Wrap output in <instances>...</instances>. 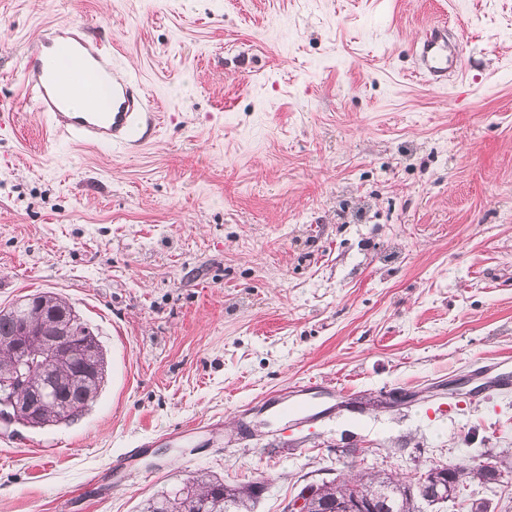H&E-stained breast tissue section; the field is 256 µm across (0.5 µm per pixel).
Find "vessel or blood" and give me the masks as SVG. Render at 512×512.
Masks as SVG:
<instances>
[{"instance_id": "1", "label": "vessel or blood", "mask_w": 512, "mask_h": 512, "mask_svg": "<svg viewBox=\"0 0 512 512\" xmlns=\"http://www.w3.org/2000/svg\"><path fill=\"white\" fill-rule=\"evenodd\" d=\"M421 60L419 74L430 80L464 78L467 66L461 50H449L448 38L435 29L424 30L416 42ZM26 96L44 112L55 134L84 145L109 144L133 151L156 132L157 112L139 83L116 67L112 47L82 25L63 23L38 34L36 49L21 68ZM110 90V106L97 105L99 87ZM336 388L325 384L310 389L297 387L289 398L265 402L276 416L314 422L333 414Z\"/></svg>"}]
</instances>
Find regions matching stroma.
<instances>
[{
    "label": "stroma",
    "mask_w": 512,
    "mask_h": 512,
    "mask_svg": "<svg viewBox=\"0 0 512 512\" xmlns=\"http://www.w3.org/2000/svg\"><path fill=\"white\" fill-rule=\"evenodd\" d=\"M76 22L159 101L131 153L20 106ZM443 25L469 87L413 77ZM69 299L107 377L69 424L0 426V512H141L190 476L283 512L347 465L512 457V0H0V306ZM339 388L307 424L261 396ZM201 426L186 432L189 421ZM356 456H347V449ZM512 512V473L421 512Z\"/></svg>",
    "instance_id": "1"
}]
</instances>
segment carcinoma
<instances>
[{
  "instance_id": "obj_1",
  "label": "carcinoma",
  "mask_w": 512,
  "mask_h": 512,
  "mask_svg": "<svg viewBox=\"0 0 512 512\" xmlns=\"http://www.w3.org/2000/svg\"><path fill=\"white\" fill-rule=\"evenodd\" d=\"M24 328L42 337L65 332L78 337V341L71 348V365L57 370L46 365L42 344L36 339L20 351L0 348V380L6 382L0 385V392L8 397H21L31 407L28 414L17 416L16 423L37 430L81 419L93 407L106 378V355L94 331L67 298L54 292L26 295L0 308V338L16 336ZM20 363L21 373L17 371ZM89 363L98 366L97 374L81 384L73 382V369ZM508 468L506 459L474 466L450 461L429 469L428 473L439 470L461 488L473 481L486 486ZM265 489L263 480L228 484L213 476H194L147 500L142 512H253ZM355 495L371 496L374 512H419L418 493L411 478L360 472L352 465L322 483L310 510L333 512L336 501Z\"/></svg>"
}]
</instances>
